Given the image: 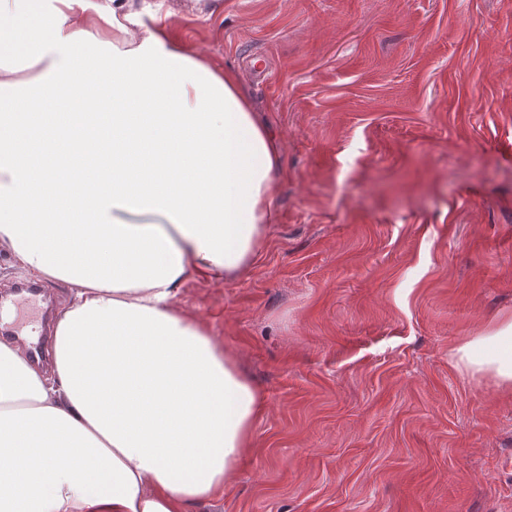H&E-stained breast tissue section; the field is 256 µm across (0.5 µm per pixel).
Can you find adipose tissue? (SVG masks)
<instances>
[{"mask_svg":"<svg viewBox=\"0 0 512 512\" xmlns=\"http://www.w3.org/2000/svg\"><path fill=\"white\" fill-rule=\"evenodd\" d=\"M184 7L0 0V94L29 118L0 119V248L75 288L52 369L0 341V512H192L253 445L263 398L180 296L256 261L277 141L234 70L159 25ZM58 98L71 110L51 124ZM450 360L512 388V316Z\"/></svg>","mask_w":512,"mask_h":512,"instance_id":"1","label":"adipose tissue"}]
</instances>
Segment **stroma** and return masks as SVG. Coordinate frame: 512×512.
I'll list each match as a JSON object with an SVG mask.
<instances>
[{
    "instance_id": "1",
    "label": "stroma",
    "mask_w": 512,
    "mask_h": 512,
    "mask_svg": "<svg viewBox=\"0 0 512 512\" xmlns=\"http://www.w3.org/2000/svg\"><path fill=\"white\" fill-rule=\"evenodd\" d=\"M279 149L235 281H188L261 391L194 512H512V388L451 350L512 316V0H218L169 18Z\"/></svg>"
}]
</instances>
